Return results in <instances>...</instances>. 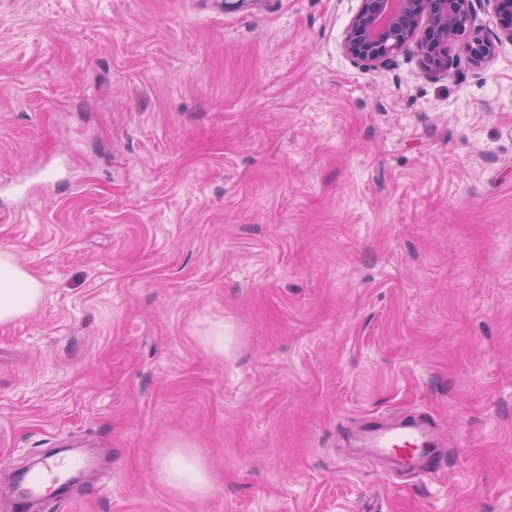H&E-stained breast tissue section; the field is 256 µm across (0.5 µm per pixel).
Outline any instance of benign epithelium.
<instances>
[{
    "mask_svg": "<svg viewBox=\"0 0 512 512\" xmlns=\"http://www.w3.org/2000/svg\"><path fill=\"white\" fill-rule=\"evenodd\" d=\"M492 34L474 25L473 0H359L341 42L346 58L378 70L412 45L424 68L446 73L453 66L450 48L464 49L477 66L494 58L499 47L512 44V0H487Z\"/></svg>",
    "mask_w": 512,
    "mask_h": 512,
    "instance_id": "obj_1",
    "label": "benign epithelium"
}]
</instances>
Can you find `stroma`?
<instances>
[{
	"instance_id": "obj_1",
	"label": "stroma",
	"mask_w": 512,
	"mask_h": 512,
	"mask_svg": "<svg viewBox=\"0 0 512 512\" xmlns=\"http://www.w3.org/2000/svg\"><path fill=\"white\" fill-rule=\"evenodd\" d=\"M358 5L0 0V512L54 447L112 456L57 512H512V46L369 70ZM408 415L444 472L342 443ZM41 284L31 277L10 251H0V323L32 311L42 297ZM156 478L171 491L186 498L211 497L217 486L210 469L192 445L178 440L164 446Z\"/></svg>"
}]
</instances>
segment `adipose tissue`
<instances>
[{"label": "adipose tissue", "instance_id": "obj_1", "mask_svg": "<svg viewBox=\"0 0 512 512\" xmlns=\"http://www.w3.org/2000/svg\"><path fill=\"white\" fill-rule=\"evenodd\" d=\"M41 284L17 262L14 254L0 251V323L32 311L42 297ZM156 478L177 495L203 499L217 486L210 469L192 445L170 441L159 458Z\"/></svg>", "mask_w": 512, "mask_h": 512}]
</instances>
